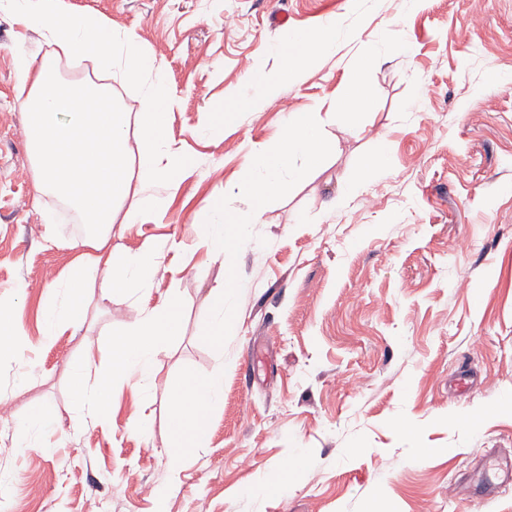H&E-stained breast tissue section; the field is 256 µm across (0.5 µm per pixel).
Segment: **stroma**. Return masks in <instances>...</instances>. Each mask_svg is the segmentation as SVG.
<instances>
[{"mask_svg": "<svg viewBox=\"0 0 512 512\" xmlns=\"http://www.w3.org/2000/svg\"><path fill=\"white\" fill-rule=\"evenodd\" d=\"M133 32L165 65L174 99L170 151L191 162L160 191L164 211L116 224L122 256L155 249L149 293L90 287L79 328L42 338L43 292L95 254L66 223L56 197L26 172L15 142L14 49L53 56L40 35L0 12V302L19 308L22 340L0 355V474L5 512H154L167 465L173 382L185 369L224 371V403L209 441L181 463L168 512H512V489L468 500L462 482L488 451L512 457V0H63ZM287 12V23L276 22ZM236 22L228 26L225 15ZM332 29L333 49L235 125L209 121L250 68L281 73L272 44L301 29ZM369 92L358 126L336 102L370 48ZM318 109L332 152L283 199L269 203L237 260L248 292L223 350L201 340L210 288L227 264L201 246L205 202H249L246 141L266 143L288 113ZM383 158H376L377 148ZM378 173L363 179L366 162ZM25 291H18V284ZM181 300V332L159 354L149 395L114 393L111 416L78 412L71 364L85 350L104 366L112 338L168 293ZM468 363L479 382L448 393ZM48 404L63 430L14 445L10 418ZM314 461L286 496L239 497L296 450Z\"/></svg>", "mask_w": 512, "mask_h": 512, "instance_id": "stroma-1", "label": "stroma"}]
</instances>
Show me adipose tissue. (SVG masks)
Masks as SVG:
<instances>
[{
  "mask_svg": "<svg viewBox=\"0 0 512 512\" xmlns=\"http://www.w3.org/2000/svg\"><path fill=\"white\" fill-rule=\"evenodd\" d=\"M1 10L23 28L36 30L67 58L91 60L105 72L120 67L131 82L144 77L152 80L137 118L138 137L133 140L111 85L77 84L62 77L52 62L34 64L23 50L15 56L17 100L26 115L35 185L79 213L97 251L91 263L70 267L64 289H46L42 329L44 336L51 337L79 325L87 279H99L102 292L115 293L142 290L155 277L159 262L154 252L118 259L107 250L109 237L117 213H124L126 222L132 223L143 212L159 210L156 190L184 173L189 162L164 149L172 97L162 65L139 47L132 32L113 29L105 17L95 13L66 11L59 0H0ZM333 43L332 34L316 29L296 32L292 39L279 43L276 52L283 63L281 75L249 71L233 105L219 113V121L235 122L242 110L276 98L288 79L298 74L302 61L330 49ZM179 327V299L171 295L113 339L107 370L93 373L95 356L86 353L71 367L77 408L103 420L112 413L119 385L129 383L148 391L157 357L178 336ZM174 388L170 444L164 450L169 476L153 491L155 512H166L182 459L208 442L205 419L223 403L224 373L187 370L177 377Z\"/></svg>",
  "mask_w": 512,
  "mask_h": 512,
  "instance_id": "1",
  "label": "adipose tissue"
}]
</instances>
